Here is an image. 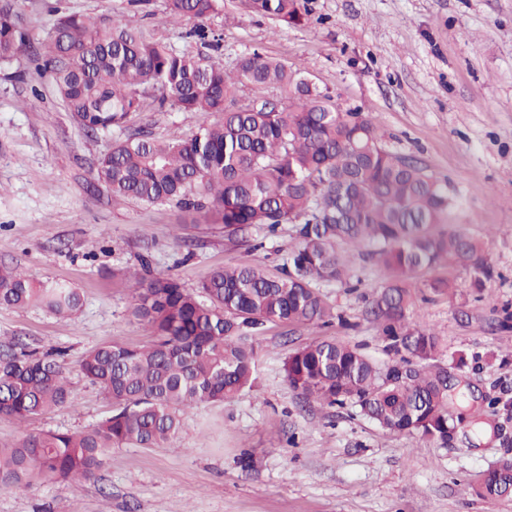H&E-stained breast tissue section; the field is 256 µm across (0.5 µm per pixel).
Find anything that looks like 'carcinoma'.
I'll return each instance as SVG.
<instances>
[{
	"mask_svg": "<svg viewBox=\"0 0 512 512\" xmlns=\"http://www.w3.org/2000/svg\"><path fill=\"white\" fill-rule=\"evenodd\" d=\"M252 12L294 25L308 16L300 0H248ZM222 0H167L175 18H206ZM28 42L14 0H0V62ZM50 65L69 112L92 131H116L96 164V181L113 198L173 202L224 225L228 239L255 229L273 236L291 225L294 249L277 276L250 264L213 270L197 290L169 276L136 274L131 312L153 333L151 344L91 348L80 362L85 378L111 400L112 414L76 432H24L0 444V490L35 481L100 478L114 448L165 447L183 413L232 398L255 381L252 337L269 324L350 327L321 291L349 287L341 246L362 248L387 270L366 314L399 360L384 366L357 347L326 339L298 347L284 363L289 385L328 407L351 406L381 428L417 432L448 443V369L440 338L409 319L422 269H472V287L494 275L481 241L449 223L448 193L415 162L383 145L367 113L343 109L298 68L254 52L235 68L201 59L152 36L80 14L60 17L35 52ZM277 89L281 105L254 102L231 110L238 86ZM160 90L159 110L174 105L204 117L189 139L159 141L128 133L145 90ZM221 115L217 121L209 116ZM435 296L455 295L454 282L423 284ZM0 305L44 307L70 316L79 292L0 266ZM61 352L13 341L0 354V416L23 422L70 403ZM512 487V460L487 469L473 487L500 498Z\"/></svg>",
	"mask_w": 512,
	"mask_h": 512,
	"instance_id": "cac0c4a2",
	"label": "carcinoma"
}]
</instances>
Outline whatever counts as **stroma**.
<instances>
[{"label":"stroma","instance_id":"obj_1","mask_svg":"<svg viewBox=\"0 0 512 512\" xmlns=\"http://www.w3.org/2000/svg\"><path fill=\"white\" fill-rule=\"evenodd\" d=\"M15 5L30 44L0 63V265L77 288L82 304L70 317L0 306V347L19 338L64 350L71 381L70 404L22 427L0 418V441L24 429L81 431L109 415V400L79 364L96 345L151 339L131 314L123 269L144 264L193 289L230 262L278 273L293 245L285 225L255 250L175 204L108 196L95 163L112 134L80 127L51 72L32 60L61 15L101 18L208 58L211 48L187 36L201 26L223 35L225 68L253 51L299 68L343 108L368 113L390 151L442 184L450 223L482 240L495 274L477 291L472 271L452 270L457 295L418 294L409 313L441 338L442 363L460 382L450 406L461 423L447 446L383 430L355 408L320 405L288 385V353L328 338L378 364L392 360L365 316L385 271L352 248L350 275L361 288L322 287L349 327L266 326L254 338V386L188 410L171 447L113 449L99 481L0 490V512H512V500L470 487L512 458V325H500L512 311V0H308L301 26L257 15L245 0L177 23L166 0ZM200 122L198 113L149 105L129 128L177 141Z\"/></svg>","mask_w":512,"mask_h":512}]
</instances>
